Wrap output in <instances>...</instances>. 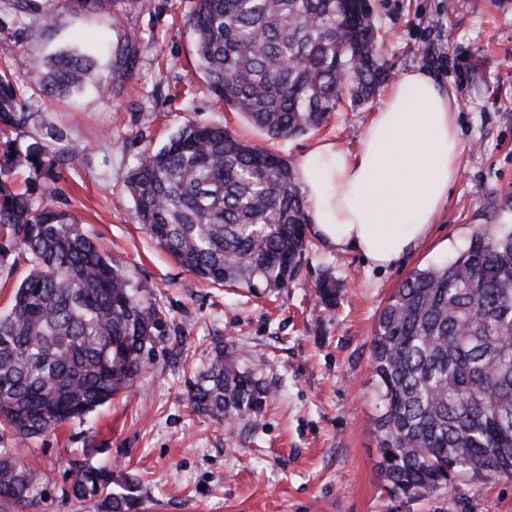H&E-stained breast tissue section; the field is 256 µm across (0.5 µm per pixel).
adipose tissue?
Listing matches in <instances>:
<instances>
[{
  "instance_id": "1",
  "label": "adipose tissue",
  "mask_w": 512,
  "mask_h": 512,
  "mask_svg": "<svg viewBox=\"0 0 512 512\" xmlns=\"http://www.w3.org/2000/svg\"><path fill=\"white\" fill-rule=\"evenodd\" d=\"M452 91L425 70L386 90L356 147L317 143L296 163L316 237L385 269L428 235L459 174Z\"/></svg>"
}]
</instances>
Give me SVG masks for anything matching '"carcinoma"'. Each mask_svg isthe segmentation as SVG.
Listing matches in <instances>:
<instances>
[{
	"mask_svg": "<svg viewBox=\"0 0 512 512\" xmlns=\"http://www.w3.org/2000/svg\"><path fill=\"white\" fill-rule=\"evenodd\" d=\"M186 25L218 100L273 139L320 128L343 95L360 102L386 77L367 0H194ZM47 66L39 89L57 96L80 87L93 61L63 52ZM18 94L17 71L0 69V261L20 251L31 265L0 313V427L24 441L132 385L167 321L71 214L35 203L31 181L18 187L20 170L61 165L48 142L21 144ZM125 188L136 223L202 281L282 288L299 270L309 217L293 168L222 125L190 124L145 150ZM372 367L389 493L420 500L461 479L512 478V224L474 231L453 260L395 289ZM188 395L194 412L231 424L259 416L267 390L219 343ZM39 484L0 453V504H28ZM70 492L103 512L140 509L138 482L107 465H79Z\"/></svg>",
	"mask_w": 512,
	"mask_h": 512,
	"instance_id": "cac0c4a2",
	"label": "carcinoma"
}]
</instances>
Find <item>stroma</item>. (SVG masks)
Returning <instances> with one entry per match:
<instances>
[{
	"label": "stroma",
	"mask_w": 512,
	"mask_h": 512,
	"mask_svg": "<svg viewBox=\"0 0 512 512\" xmlns=\"http://www.w3.org/2000/svg\"><path fill=\"white\" fill-rule=\"evenodd\" d=\"M19 15L0 0V58L19 57L23 140L54 133L72 149L48 203L72 214L99 249L126 268L140 296L167 313L166 339L131 388L86 417L20 442L0 431V452L41 475L21 512H97L70 496L68 472L109 463L141 481L143 512H512V479L457 482L425 501L384 488L374 421L383 402L372 372L382 308L415 269L448 260L478 227L512 224V7L503 0H370L388 81L420 68L453 90L464 145L460 172L427 238L396 265L369 267L315 236L301 269L278 290L201 283L133 219L124 190L138 155L188 124H221L288 162L320 141L355 146L381 95L342 100L320 129L269 139L213 94L184 22L193 0H37ZM91 54L94 83L42 94L45 61ZM134 51L127 70L124 56ZM335 281V307L315 285ZM267 387L256 422L219 424L187 405L189 381L217 341Z\"/></svg>",
	"instance_id": "obj_1"
}]
</instances>
